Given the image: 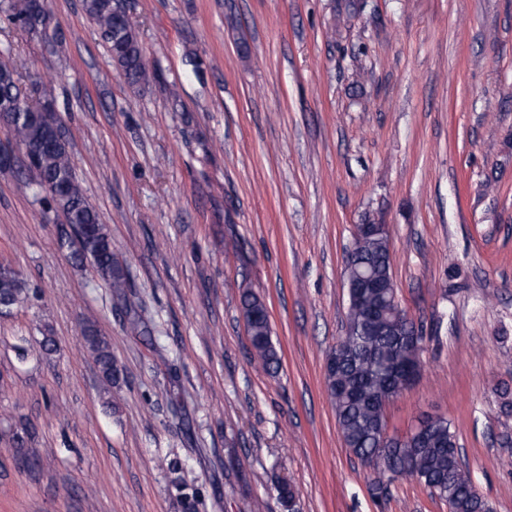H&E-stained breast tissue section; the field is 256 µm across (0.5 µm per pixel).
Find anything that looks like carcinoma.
<instances>
[{
	"mask_svg": "<svg viewBox=\"0 0 512 512\" xmlns=\"http://www.w3.org/2000/svg\"><path fill=\"white\" fill-rule=\"evenodd\" d=\"M33 0H0V13L16 27L39 32V16ZM83 10L107 45L114 65L132 89L157 78L146 66L138 34L131 23L118 14L112 0H83ZM16 67L0 64V105L9 103L16 112L10 132L15 142L34 151L33 167L40 179L57 189L51 196L55 208L64 212L69 228L64 230L77 244L74 259L89 263L118 298L126 297L129 275L112 254V239L101 224L95 206L83 193L73 160L61 133L53 131L42 109L21 94L15 78ZM347 266L350 281L373 273L388 283L392 277V257L388 236H363L354 240ZM27 290L19 275L8 265H0V301L16 308L24 302ZM242 314L254 356L267 372H275L280 357L272 342L268 313L260 298L246 292L241 299ZM347 330L337 353L336 371L326 373L329 398L343 442L374 473L372 496L381 498L399 473L425 486L432 495L448 504V512H493L490 504L474 490L468 471L457 453L456 434L448 418L423 414L417 422L427 433L426 446L420 447L414 434L400 439L386 433L385 403L397 395L402 373L420 369L421 337L414 335L415 324L395 302L390 288L368 290L348 302ZM85 351L98 367L105 389L117 384L112 344L97 325L86 321L81 328ZM16 452L29 469L37 463L32 435L26 428L12 437ZM170 480L185 512L196 510V477L186 465L167 464Z\"/></svg>",
	"mask_w": 512,
	"mask_h": 512,
	"instance_id": "cac0c4a2",
	"label": "carcinoma"
}]
</instances>
